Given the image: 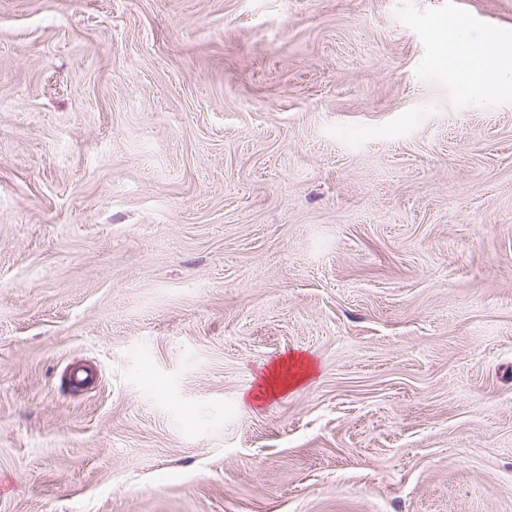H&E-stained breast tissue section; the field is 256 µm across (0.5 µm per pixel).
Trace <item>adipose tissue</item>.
I'll list each match as a JSON object with an SVG mask.
<instances>
[{"label": "adipose tissue", "instance_id": "obj_1", "mask_svg": "<svg viewBox=\"0 0 512 512\" xmlns=\"http://www.w3.org/2000/svg\"><path fill=\"white\" fill-rule=\"evenodd\" d=\"M445 45L451 57L462 56L469 62L460 82L472 101L478 103L494 93L512 92V41L491 38L487 51L480 54L473 50L467 30L456 26L449 29ZM313 373V364L306 357L289 356L269 370L252 397L261 400L281 394L304 383Z\"/></svg>", "mask_w": 512, "mask_h": 512}]
</instances>
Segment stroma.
I'll list each match as a JSON object with an SVG mask.
<instances>
[{
    "instance_id": "1",
    "label": "stroma",
    "mask_w": 512,
    "mask_h": 512,
    "mask_svg": "<svg viewBox=\"0 0 512 512\" xmlns=\"http://www.w3.org/2000/svg\"><path fill=\"white\" fill-rule=\"evenodd\" d=\"M459 23L512 0H0V512H512V95ZM446 48L451 57L465 56L468 68L460 72V82L469 98L475 103L490 94L512 92V44L504 38L492 37L485 53L472 49L468 32L456 26L448 30L445 39ZM482 62V68L476 69V62ZM283 369L289 372V379L282 377ZM295 369V371H292ZM314 373V367L310 360L303 356L290 355L288 359L273 366L268 374L258 385L256 392L250 393L251 400H261L264 398L277 396L288 388L304 383Z\"/></svg>"
}]
</instances>
